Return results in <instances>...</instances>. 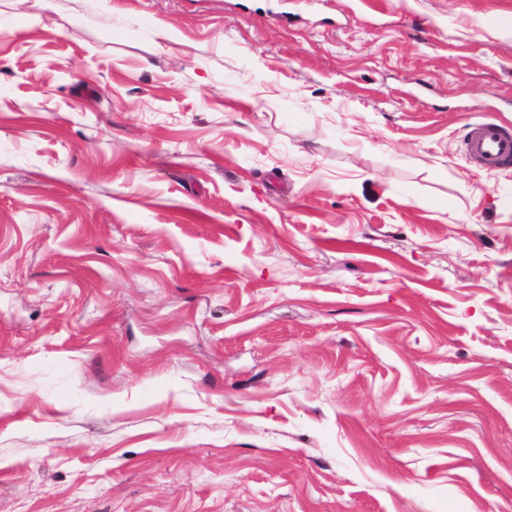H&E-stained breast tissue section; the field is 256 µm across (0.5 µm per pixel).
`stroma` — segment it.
Wrapping results in <instances>:
<instances>
[{
  "label": "stroma",
  "mask_w": 512,
  "mask_h": 512,
  "mask_svg": "<svg viewBox=\"0 0 512 512\" xmlns=\"http://www.w3.org/2000/svg\"><path fill=\"white\" fill-rule=\"evenodd\" d=\"M0 0V512H512V0ZM466 152L482 166L495 168L512 162V131L496 120H486L471 127L465 142Z\"/></svg>",
  "instance_id": "35a3bbf8"
}]
</instances>
